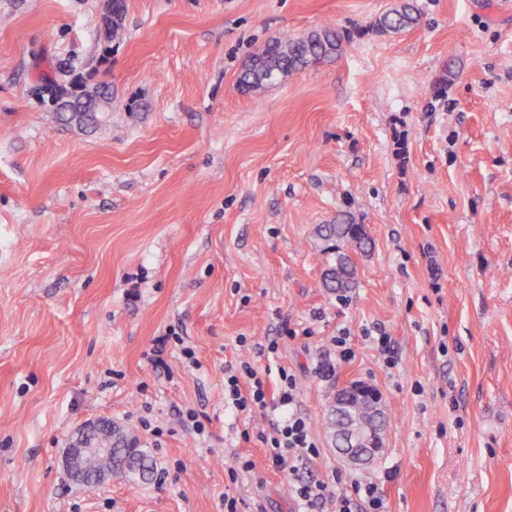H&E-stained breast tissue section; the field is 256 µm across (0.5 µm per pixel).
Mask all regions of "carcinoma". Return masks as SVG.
<instances>
[{
  "instance_id": "obj_1",
  "label": "carcinoma",
  "mask_w": 512,
  "mask_h": 512,
  "mask_svg": "<svg viewBox=\"0 0 512 512\" xmlns=\"http://www.w3.org/2000/svg\"><path fill=\"white\" fill-rule=\"evenodd\" d=\"M125 12L124 0H116L112 27L107 31L101 47L104 57L111 51V43L123 39L124 27L121 20ZM419 18L417 6L411 0H405L400 8L380 18L378 26L385 31H397L416 24ZM343 39L344 34L325 26L301 36L275 40L267 44L244 68L238 78L239 87L250 93L313 63L332 61L341 54ZM317 234L326 243V250L331 257L327 273L329 284L326 288L341 296L354 287L356 280V267L349 254V247L362 250L370 243V238L363 225L353 223L321 224ZM88 437L93 442L112 444V455L87 457L84 462L87 473L93 475L109 469L112 476L130 485L146 483L153 476L154 467L150 455L141 448L139 440L123 428L114 425L110 431H93Z\"/></svg>"
}]
</instances>
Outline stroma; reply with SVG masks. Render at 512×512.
<instances>
[{"label":"stroma","mask_w":512,"mask_h":512,"mask_svg":"<svg viewBox=\"0 0 512 512\" xmlns=\"http://www.w3.org/2000/svg\"><path fill=\"white\" fill-rule=\"evenodd\" d=\"M401 2L127 0L104 61L102 0H0V512H300L264 414L224 401L241 361L271 396L295 376L304 476L374 482L385 512H512V0H415L378 29ZM327 24L337 59L239 90L269 42ZM51 81L108 82L107 124L59 121ZM343 215L370 245L339 297L316 229ZM335 336L353 355L326 381ZM358 380L387 420L368 467L324 430ZM101 420L150 482L67 476ZM413 1H404L399 9L384 15L378 21V26L385 31H397L405 27L416 24L419 21L420 14Z\"/></svg>","instance_id":"obj_1"}]
</instances>
